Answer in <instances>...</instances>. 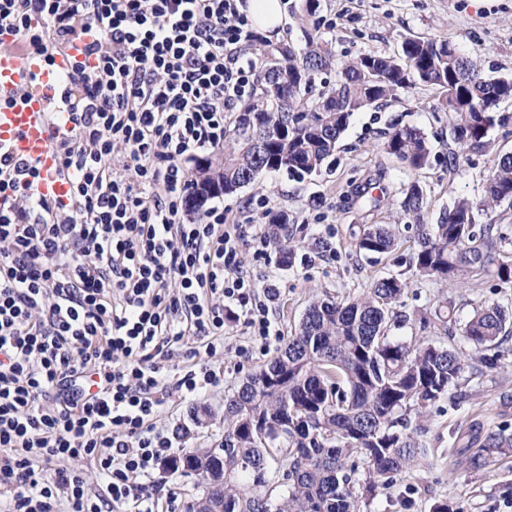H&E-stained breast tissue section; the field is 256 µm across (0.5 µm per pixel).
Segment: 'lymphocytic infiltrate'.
Masks as SVG:
<instances>
[{"mask_svg":"<svg viewBox=\"0 0 512 512\" xmlns=\"http://www.w3.org/2000/svg\"><path fill=\"white\" fill-rule=\"evenodd\" d=\"M85 36L87 63L63 77L74 134L54 145L69 204L0 153V512H156L145 480L172 449L157 424L168 389L192 400L223 382L226 319L262 347L280 338L276 293L239 251L263 253L267 232L220 204L184 216L183 158L223 149L257 90L245 0H0V49L56 54Z\"/></svg>","mask_w":512,"mask_h":512,"instance_id":"f902f5d3","label":"lymphocytic infiltrate"}]
</instances>
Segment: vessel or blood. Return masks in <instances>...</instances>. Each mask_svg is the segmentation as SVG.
I'll list each match as a JSON object with an SVG mask.
<instances>
[{
  "label": "vessel or blood",
  "instance_id": "1",
  "mask_svg": "<svg viewBox=\"0 0 512 512\" xmlns=\"http://www.w3.org/2000/svg\"><path fill=\"white\" fill-rule=\"evenodd\" d=\"M85 57L82 41L51 60L18 46L0 50V150L35 165L38 195L61 203L71 183L53 143L67 138L71 125L63 117L68 89L60 75Z\"/></svg>",
  "mask_w": 512,
  "mask_h": 512
}]
</instances>
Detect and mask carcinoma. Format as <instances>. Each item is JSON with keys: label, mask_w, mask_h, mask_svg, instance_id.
I'll return each instance as SVG.
<instances>
[{"label": "carcinoma", "mask_w": 512, "mask_h": 512, "mask_svg": "<svg viewBox=\"0 0 512 512\" xmlns=\"http://www.w3.org/2000/svg\"><path fill=\"white\" fill-rule=\"evenodd\" d=\"M257 97L227 127L220 163L224 193L232 194L267 172L303 180L320 171L348 128L350 117L397 97L418 82L439 90L448 134L458 147L479 149L499 104L512 100V75H481L476 64L441 36L408 38L394 54H361L337 63L319 39L306 47L280 43L260 50ZM336 71V81L315 90L314 76ZM385 152L413 170L425 168L431 143L415 126L383 133ZM512 201V154L502 155L483 187L482 209ZM422 188L411 184L400 202L416 223L411 268L419 277L458 280L494 275L512 283V241L493 224L477 225L479 209L454 201L436 223L425 218ZM286 211L269 213L270 243L291 263L295 245ZM400 244L393 224L363 230L356 252L384 255ZM408 288L398 277L374 280L363 294L312 303L298 331L259 371L224 396V438L173 468L220 487L199 499V512H361L366 498L394 486L419 465L425 449L409 415L420 419L435 403L459 399L465 352L431 341L389 336L395 306ZM450 308L418 312L426 330H448ZM512 336V309L482 305L462 327V340L492 350ZM512 450V433L488 430L469 457L480 467Z\"/></svg>", "instance_id": "1"}]
</instances>
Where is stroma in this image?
I'll list each match as a JSON object with an SVG mask.
<instances>
[{
  "label": "stroma",
  "mask_w": 512,
  "mask_h": 512,
  "mask_svg": "<svg viewBox=\"0 0 512 512\" xmlns=\"http://www.w3.org/2000/svg\"><path fill=\"white\" fill-rule=\"evenodd\" d=\"M284 23L267 43L303 45L304 34L316 31L329 40L339 60L363 53L390 54L409 37L446 36L473 60L485 75L512 73V0H319L314 19L303 16L304 0H281ZM439 91L417 84L390 100L353 115L336 146L333 164L306 180L281 173L266 174L236 193L224 196V209L242 224L265 227L267 214L283 210L294 218L292 237L297 243L292 264H283L275 247L255 254L242 246L245 269L259 286L275 285L273 306L282 336L298 327L307 307L317 298L344 299L361 294L380 277L395 275L409 280L402 311L412 314L448 300L456 324H463L476 308L491 302L512 306V285L486 276L452 281L414 276L409 266L414 228H401L402 246L395 253L370 259L356 253L354 239L365 227L395 223L399 203L410 183H418L428 204L429 220H437L459 197L479 200L486 176L495 161L512 153V102L500 105L509 122L495 126L485 149L458 148L448 137V115L440 110ZM414 125L424 130L431 145L428 167L412 171L382 148V135L393 125ZM329 241L326 252L311 249L312 239ZM224 354L214 361L224 381L208 388L196 400L179 392L167 396L160 421L174 448H209L224 435V396L238 389L245 377L260 370L279 350L248 344L246 328L227 323ZM493 370L465 373L461 388L465 400H441L423 419L420 440L427 450L421 466L403 476L394 488L381 491L364 512H430L444 499L457 512H512V455L496 456L492 465L473 469L461 452L462 440L486 429L512 432V337L497 349ZM208 408L214 419L196 425L195 410ZM160 499L175 497L177 512H187L202 493L195 475L157 469L150 478Z\"/></svg>",
  "instance_id": "1"
}]
</instances>
